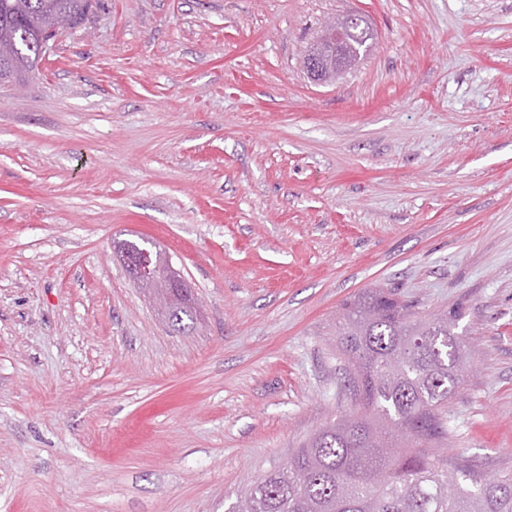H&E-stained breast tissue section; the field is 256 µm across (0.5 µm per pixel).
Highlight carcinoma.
Masks as SVG:
<instances>
[{"label":"carcinoma","mask_w":512,"mask_h":512,"mask_svg":"<svg viewBox=\"0 0 512 512\" xmlns=\"http://www.w3.org/2000/svg\"><path fill=\"white\" fill-rule=\"evenodd\" d=\"M95 0H0V82L33 71L57 19L84 23ZM374 31L360 15L325 24L307 50L317 61L313 81L348 71L370 52ZM169 301L168 326L197 320L196 301L151 284ZM460 313L421 315L384 288L344 302L336 317L340 351L359 368L365 421L326 425L295 451L288 467L260 478L228 512H512V474L487 477L435 453L448 434L445 406L469 363Z\"/></svg>","instance_id":"obj_1"}]
</instances>
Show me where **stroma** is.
Returning <instances> with one entry per match:
<instances>
[{"mask_svg": "<svg viewBox=\"0 0 512 512\" xmlns=\"http://www.w3.org/2000/svg\"><path fill=\"white\" fill-rule=\"evenodd\" d=\"M350 13L373 51L312 81ZM375 286L461 309L442 450L512 473V0H100L0 85V512H227L355 411L333 324ZM124 257L126 272L135 283L157 272V268L151 265V254L147 250L127 251ZM173 288H178L184 294H192V290L181 278L172 279V288L168 280L160 278L151 284V292L158 298H166L169 301L168 326L177 331H185L193 328L197 320L196 301L189 299L188 296L180 295L174 292Z\"/></svg>", "mask_w": 512, "mask_h": 512, "instance_id": "1", "label": "stroma"}]
</instances>
